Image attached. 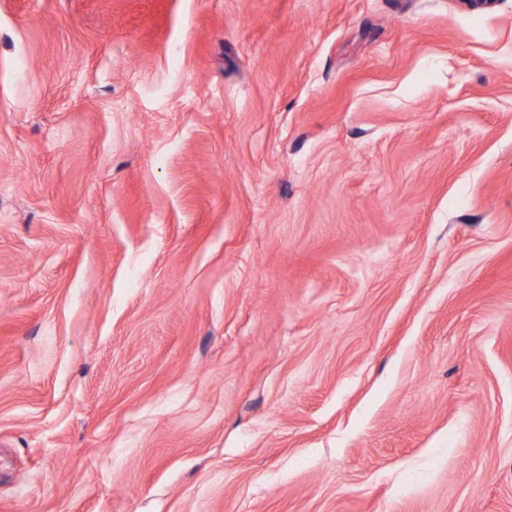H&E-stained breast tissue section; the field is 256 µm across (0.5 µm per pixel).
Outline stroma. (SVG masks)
<instances>
[{"mask_svg": "<svg viewBox=\"0 0 512 512\" xmlns=\"http://www.w3.org/2000/svg\"><path fill=\"white\" fill-rule=\"evenodd\" d=\"M0 512H512V0H0Z\"/></svg>", "mask_w": 512, "mask_h": 512, "instance_id": "35a3bbf8", "label": "stroma"}]
</instances>
